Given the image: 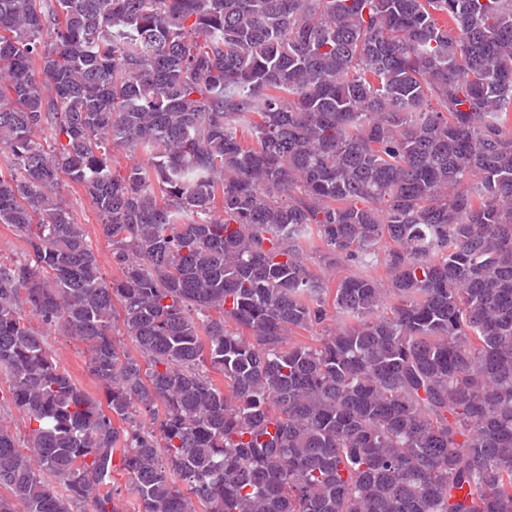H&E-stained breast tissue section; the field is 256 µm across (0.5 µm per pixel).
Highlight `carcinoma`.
Returning <instances> with one entry per match:
<instances>
[{
    "label": "carcinoma",
    "mask_w": 512,
    "mask_h": 512,
    "mask_svg": "<svg viewBox=\"0 0 512 512\" xmlns=\"http://www.w3.org/2000/svg\"><path fill=\"white\" fill-rule=\"evenodd\" d=\"M509 125L512 0H0V512H512ZM60 195L65 205L71 210L78 224H82L87 240L92 247L96 259L109 280L120 275L118 268L112 262L111 247L103 239L99 231V219L86 197L84 190L68 183L60 189ZM26 245L20 233L12 226L0 224V262L10 264L24 260ZM26 314L29 315L32 326L38 328L45 336L48 348L58 364L65 368L87 393L94 398L103 399L102 390L87 372L85 346L67 336L61 329L42 324L37 316L30 315L28 309ZM1 419L2 423L9 426L11 431L18 439L21 440V442L25 440L26 443L27 423L26 425L24 424L26 419L25 417L23 418L22 412L15 408L11 403L1 400L0 420ZM112 486L117 490L116 500L123 512H137V502L129 490L128 476L118 466L112 472Z\"/></svg>",
    "instance_id": "cac0c4a2"
}]
</instances>
